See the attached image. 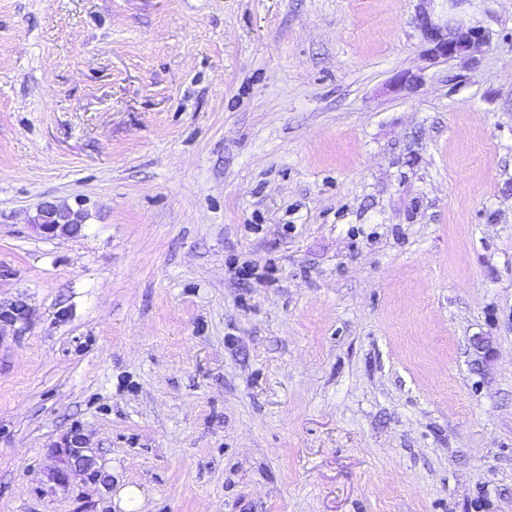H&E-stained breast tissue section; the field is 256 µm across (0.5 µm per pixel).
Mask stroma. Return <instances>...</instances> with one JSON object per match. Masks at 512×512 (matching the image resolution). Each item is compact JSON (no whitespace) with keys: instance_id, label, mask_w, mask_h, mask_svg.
<instances>
[{"instance_id":"stroma-1","label":"stroma","mask_w":512,"mask_h":512,"mask_svg":"<svg viewBox=\"0 0 512 512\" xmlns=\"http://www.w3.org/2000/svg\"><path fill=\"white\" fill-rule=\"evenodd\" d=\"M419 7L0 0V512H512V0ZM416 26L422 32L430 60L464 59L470 51L482 42L478 30L441 26L434 22L431 14L423 10L415 18ZM59 212H65L72 218V222L74 224H67V222H61L60 224H55V217ZM81 215L77 212H72L70 209H63L57 205H54L50 202L44 203L37 214L36 217V227L47 234L48 236H54L59 228L62 229V233H68L75 229H77L81 224Z\"/></svg>"}]
</instances>
